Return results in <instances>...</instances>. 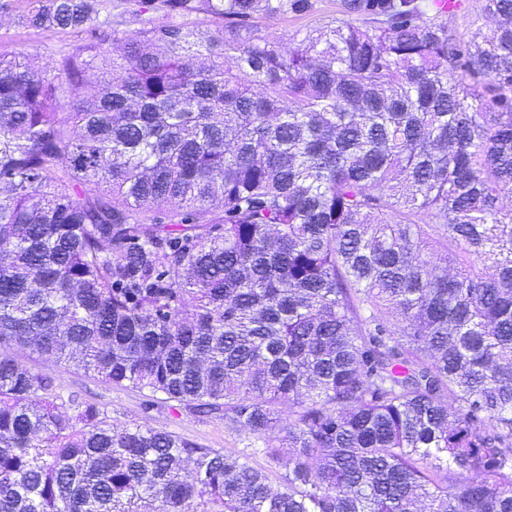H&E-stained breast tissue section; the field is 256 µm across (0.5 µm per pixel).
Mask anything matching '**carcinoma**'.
Wrapping results in <instances>:
<instances>
[{
  "label": "carcinoma",
  "instance_id": "carcinoma-1",
  "mask_svg": "<svg viewBox=\"0 0 512 512\" xmlns=\"http://www.w3.org/2000/svg\"><path fill=\"white\" fill-rule=\"evenodd\" d=\"M110 8L28 0L83 43L0 54V512H512V0L466 40L338 0L293 47L255 20L313 0H139L108 48ZM21 352L257 447L119 430Z\"/></svg>",
  "mask_w": 512,
  "mask_h": 512
}]
</instances>
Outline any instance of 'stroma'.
I'll list each match as a JSON object with an SVG mask.
<instances>
[{
  "mask_svg": "<svg viewBox=\"0 0 512 512\" xmlns=\"http://www.w3.org/2000/svg\"><path fill=\"white\" fill-rule=\"evenodd\" d=\"M314 3L315 10L309 16H263L259 18L258 26L262 33L279 38L284 46H294L309 30L320 25L336 10V0H314ZM26 6V0H0V53L22 47L28 49L38 65L50 66L59 55L71 52L81 44L80 34L71 31L26 27L22 22ZM26 362L53 378L56 394L95 405L107 414L114 425H147L219 450L240 451L253 443L251 435L228 428L222 418L185 408H173L149 392L114 386L80 371L59 368L35 356L27 357Z\"/></svg>",
  "mask_w": 512,
  "mask_h": 512,
  "instance_id": "35a3bbf8",
  "label": "stroma"
}]
</instances>
